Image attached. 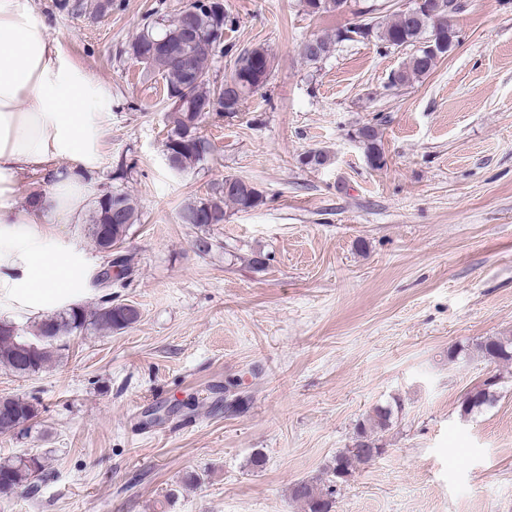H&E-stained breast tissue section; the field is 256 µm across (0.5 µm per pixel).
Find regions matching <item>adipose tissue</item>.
I'll return each mask as SVG.
<instances>
[{
  "label": "adipose tissue",
  "instance_id": "adipose-tissue-1",
  "mask_svg": "<svg viewBox=\"0 0 512 512\" xmlns=\"http://www.w3.org/2000/svg\"><path fill=\"white\" fill-rule=\"evenodd\" d=\"M111 129V87L70 61L30 0H0V292L34 313L84 279L79 246L55 251L49 232L81 219ZM26 172L45 187L22 204Z\"/></svg>",
  "mask_w": 512,
  "mask_h": 512
}]
</instances>
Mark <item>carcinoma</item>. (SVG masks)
I'll return each mask as SVG.
<instances>
[{
  "label": "carcinoma",
  "mask_w": 512,
  "mask_h": 512,
  "mask_svg": "<svg viewBox=\"0 0 512 512\" xmlns=\"http://www.w3.org/2000/svg\"><path fill=\"white\" fill-rule=\"evenodd\" d=\"M208 0H192L169 23L152 20L143 25L141 31L129 43V53L141 64L162 76L165 81L171 108L167 111V136L164 147L170 168L182 172L201 161L208 149L197 144L192 133L198 130L206 118L215 114L232 117L239 112L243 101L263 88L269 81L273 66H268L259 80H250L252 59L257 56L271 57L263 46L243 49L231 55V72L222 83L210 78L212 64L224 56V29L236 24V17L229 11L215 19L207 13ZM304 10L311 16L341 12L348 0H302ZM435 11H417L408 16L396 13L391 17L380 16L365 30L345 27L333 35H315L310 38L314 47L300 51L307 64H318L329 56L336 45L343 42H362L371 38L386 48H400L418 45L402 67L391 76L390 85L401 87L427 74L438 59L448 55V47L459 43L456 29L439 18L448 16V0H433ZM201 19V26L195 44L186 47L188 64L179 59L168 61L150 56L152 43L159 39L176 42L181 39V28L189 15ZM354 137L364 147L365 156L373 168L385 164L381 148L382 132L377 123H365L354 131ZM330 161V155L323 150H311L300 159L302 165L319 169ZM264 203L263 193L251 186L249 192L213 194L199 201L185 203L180 211L182 223H189V217L203 214L212 224L224 223V208L230 206L236 211L249 212ZM138 221V203L130 191L114 187L100 194L89 224V232L96 248L102 250L114 245L123 246L130 230ZM112 256L118 260L111 266L119 270L104 269L95 275L97 285L112 286L110 277L120 280L131 269L128 255L116 251ZM137 310L127 311L106 295L92 308L74 302L34 322L29 336L15 332L13 322L0 320V366L24 376L37 373L48 367L59 357L62 337L94 329L108 333L132 327L136 323ZM469 352L487 357L494 363H512V336H490L477 342ZM498 384H481L469 390L460 404V415L469 416L488 407L496 400ZM37 415L35 404L23 397H5L0 404V434L14 432ZM393 407L377 405L366 419L357 424L351 444L336 453L334 466L324 483L318 480H299L291 488V497L304 512H333L338 487L345 477L353 474L362 463L370 460L374 449L384 447L383 434L392 424ZM46 465L42 456L25 454L0 461V501H8L20 489H29L45 476Z\"/></svg>",
  "instance_id": "cac0c4a2"
}]
</instances>
